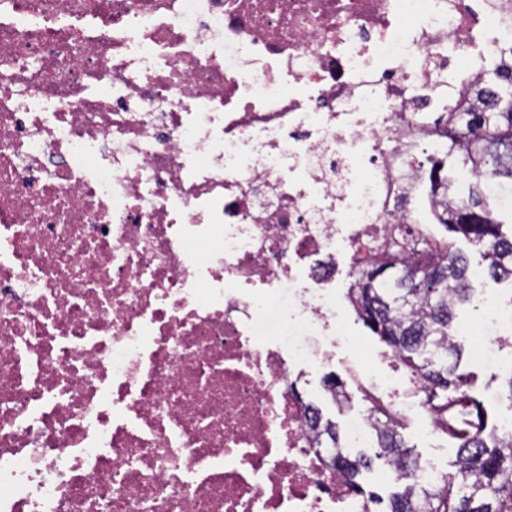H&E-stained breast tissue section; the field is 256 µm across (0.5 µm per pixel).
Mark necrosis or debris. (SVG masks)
I'll use <instances>...</instances> for the list:
<instances>
[{
    "label": "necrosis or debris",
    "mask_w": 512,
    "mask_h": 512,
    "mask_svg": "<svg viewBox=\"0 0 512 512\" xmlns=\"http://www.w3.org/2000/svg\"><path fill=\"white\" fill-rule=\"evenodd\" d=\"M506 42L512 0H0V512H370L291 375L352 344L341 269L434 241L422 159Z\"/></svg>",
    "instance_id": "1"
}]
</instances>
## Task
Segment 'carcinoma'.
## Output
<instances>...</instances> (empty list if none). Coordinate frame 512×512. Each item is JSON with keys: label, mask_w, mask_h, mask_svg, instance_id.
<instances>
[{"label": "carcinoma", "mask_w": 512, "mask_h": 512, "mask_svg": "<svg viewBox=\"0 0 512 512\" xmlns=\"http://www.w3.org/2000/svg\"><path fill=\"white\" fill-rule=\"evenodd\" d=\"M456 154L476 184L467 197L446 204L439 219L448 232L481 248L489 277L512 280V227L504 230L482 193L489 185L512 190V49L500 52L493 69L471 83L462 111L448 126V156ZM443 169L436 162L430 170L434 194L454 191ZM471 291L469 260L451 242L437 244L425 262L388 256L355 272L348 296L359 318L421 380L433 418L448 421L457 442L455 473L421 485L412 479L419 457L398 420L378 416L374 455H353L339 444L336 426L315 413L317 445L326 446L334 468L358 493L365 494L358 478L374 461L398 471L386 512H512V431L488 428L487 411L468 394L467 377L458 372L454 310Z\"/></svg>", "instance_id": "cac0c4a2"}]
</instances>
